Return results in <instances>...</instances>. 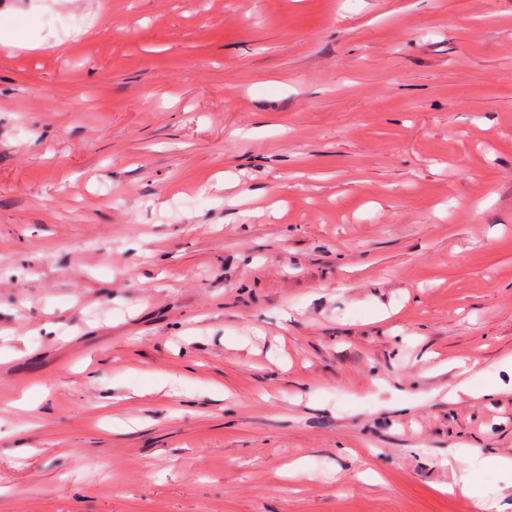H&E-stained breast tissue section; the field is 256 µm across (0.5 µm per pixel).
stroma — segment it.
Listing matches in <instances>:
<instances>
[{"label":"stroma","instance_id":"35a3bbf8","mask_svg":"<svg viewBox=\"0 0 512 512\" xmlns=\"http://www.w3.org/2000/svg\"><path fill=\"white\" fill-rule=\"evenodd\" d=\"M511 356L512 0H0V512H512ZM469 450L456 448L448 451V458L442 460L444 466L452 472V481L448 483L446 490L450 493L473 498L479 497L473 476L469 470Z\"/></svg>","mask_w":512,"mask_h":512}]
</instances>
